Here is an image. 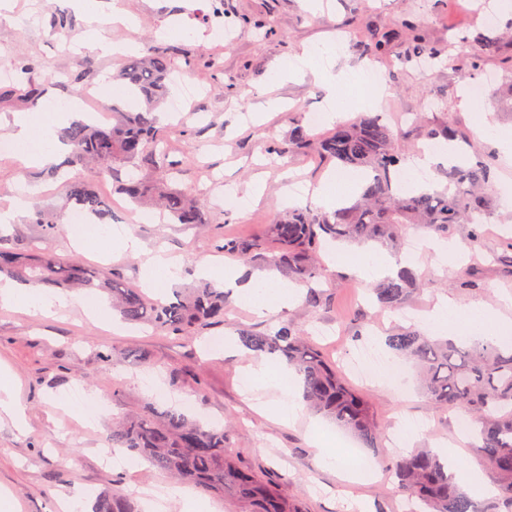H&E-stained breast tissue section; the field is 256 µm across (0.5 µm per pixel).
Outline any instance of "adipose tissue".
Returning a JSON list of instances; mask_svg holds the SVG:
<instances>
[{"label":"adipose tissue","mask_w":512,"mask_h":512,"mask_svg":"<svg viewBox=\"0 0 512 512\" xmlns=\"http://www.w3.org/2000/svg\"><path fill=\"white\" fill-rule=\"evenodd\" d=\"M74 107H66L57 112L52 123L38 124L37 113L27 111L14 115L10 138L20 146L18 160L28 166H38L61 161L66 148L59 141L56 129L78 119ZM330 259L338 265L348 268L349 272L365 281L379 280L396 272V260L388 254L378 251H348L329 248ZM302 293L299 288L282 283L273 277L253 279L243 287L241 301L248 305L258 316L291 307L300 302ZM0 301L21 304L43 315H55L57 309L67 307L74 302L73 296L60 294L33 293L24 289L22 284L12 280L0 281ZM430 329L444 331L454 329L456 335L475 338H492L512 330V324L496 315L491 309L458 307L451 299L442 298L422 318ZM246 376L254 389L272 388L280 393L274 408L275 418L282 424L295 423L301 412L296 401L293 373L288 368L269 371L266 364L249 365Z\"/></svg>","instance_id":"ef3b65f1"}]
</instances>
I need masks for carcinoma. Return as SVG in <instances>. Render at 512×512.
<instances>
[{"label":"carcinoma","mask_w":512,"mask_h":512,"mask_svg":"<svg viewBox=\"0 0 512 512\" xmlns=\"http://www.w3.org/2000/svg\"><path fill=\"white\" fill-rule=\"evenodd\" d=\"M495 29L457 38L448 48L472 44L475 63L481 64L494 49ZM179 50L152 40L138 57L115 71L135 99L137 111L111 106L112 125L73 122L60 132L69 152L64 163L48 167L52 178H63L78 167L112 179L115 190L138 207L156 205L178 224L209 223L198 192L179 187L162 177L146 180L141 173L162 174L183 164L170 157L164 134L156 126L155 111L164 103L168 75ZM313 149L342 168L370 173L362 192L351 203L331 212L300 208L267 225L261 235L224 239V252L246 263L257 262L285 270L309 285L323 276L319 252L328 242H349L359 247L374 243L396 244L411 228L438 235L457 224L470 226V237L480 241L491 199L484 189L491 180L490 164L479 160L472 167L451 166L448 185L428 187L418 193L397 192L404 171V153L398 148L391 125L378 113L363 112L355 120L338 122L333 130L312 136L296 123L288 138L269 146L268 155L284 157ZM68 199L96 224L112 220V209L94 180L66 181ZM0 277L44 288H80L108 295L112 308L129 324H151L169 336H185L195 329L224 322L229 299L224 289L199 281L163 303L147 299L139 290L126 288L108 274L79 259L63 260L52 251L35 254L0 249ZM422 282L410 268L375 282L372 300L381 309L396 310L420 291ZM242 347L265 355L295 370L304 399L314 413L371 447L378 429L368 399L350 389L319 349L291 323L273 332H238ZM388 346L411 361L420 390L434 411L458 409L472 420L468 438L484 466L497 480L499 494L482 501L472 498L454 482L451 464L430 448H415L389 460L404 495L429 506L430 512H512V350L503 351L489 340L466 343L430 336L420 330H401L387 338ZM227 431L191 416L183 409L161 410L145 405L112 425L110 447L143 459L166 471L176 483H191L205 491L234 496L259 505L256 512H299L282 497L275 483L241 467L227 451ZM94 512H138L134 501L121 494L97 497Z\"/></svg>","instance_id":"1"}]
</instances>
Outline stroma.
<instances>
[{
    "label": "stroma",
    "mask_w": 512,
    "mask_h": 512,
    "mask_svg": "<svg viewBox=\"0 0 512 512\" xmlns=\"http://www.w3.org/2000/svg\"><path fill=\"white\" fill-rule=\"evenodd\" d=\"M118 1L139 23L129 30L106 28L107 37L137 43L150 35L162 45L183 51L176 74L197 92L185 112L166 113L160 124L168 129V142L176 155L186 154L194 145L201 147L202 164L186 162L174 180L198 189L210 222L195 227L139 221L138 210L114 190L111 179L97 178V188L111 203L117 224L145 247L137 256L118 254L109 240L79 234L66 224V189L46 179L44 167L28 168L14 157L0 155V208L18 192L33 190L47 215L57 222L51 235L45 225L21 216L0 229L2 248L29 252L37 246L49 247L61 257H76L109 272L130 288L140 287L150 255L163 251L177 257L182 263L179 280L157 292L146 290L150 299L190 287L202 264L239 265L246 276H253L258 265H240L236 257L223 252L225 236L260 233L287 211L284 198L292 182L315 186L336 172L335 163L307 152L268 158L267 145L283 140L292 122L313 110L328 108L349 119L356 117L364 110L367 90L362 81L352 79L332 96L310 74L274 81V67L289 65L312 48L315 66L331 63L355 71L362 61L370 60L367 49L377 37L388 40L386 55L372 62L387 87L382 111L392 118L398 147L404 150L417 143L420 130L451 123L468 136L462 145L468 159L481 157L491 164L495 187L512 184V159H505L491 138L476 136L479 109H466L459 96L466 82L482 78L484 71L496 72L497 85L480 107L492 109L498 85L512 73V39L502 38L494 57L480 71L474 69L467 49L452 51L450 60L430 71L421 70L414 59L416 43L444 48L450 37L482 27L483 18L472 12L469 0H323L322 9L316 11L307 9L303 0ZM10 3V18L0 20V49L10 62L22 57L39 61L44 74H52L53 79L44 81V74L34 77L41 91L35 103L13 92L10 82L0 80V134L8 133L17 112L35 109L47 119L62 101L77 102L86 113L116 102V95L106 94L102 79L112 75L119 61L101 56L92 44H80L86 22L71 0ZM55 11L68 16L66 31L51 28ZM218 13L224 17L220 39L208 32L209 20ZM75 73L81 74L80 83H71ZM270 97L283 100L284 110L260 116L261 103ZM208 168L238 195H245L259 178L264 179L265 190L243 210L213 206L219 187L206 180ZM469 230V225L458 224L448 232V244L468 246L458 264H448L432 252L415 261L425 282L395 312L379 311L368 298L366 282L329 262L315 286L323 297L322 307L312 308L303 300L259 320L233 301L225 323L198 336L176 338L125 324L106 299L88 293L82 303L56 317L0 304V368L8 370L24 411L19 423L0 413V512H59L64 500L78 493L89 507L96 495L112 491L135 495L140 512H153L149 497L136 489H174L164 472L139 458L124 467L105 466L99 459L113 419L150 402L162 408L188 404L197 416L219 426L233 420L237 429L228 436L229 453L241 466L262 471L276 482L299 512H359L362 504L370 512H399L402 494L386 467L387 458L396 454L389 439L399 425L414 421L420 424L414 447L447 449L451 461L478 474L485 485H493V475L458 433L456 414L433 412L418 390L413 367L390 352L385 358L400 372L399 384L379 379L354 383L369 393L379 430L378 447L365 451L376 475L360 482L344 480L345 454H338L335 468L328 469L321 466L314 445L319 436L335 440L333 423L307 411L297 424H282L258 409L259 404L277 401L278 392H243L244 369L258 357L245 354L236 334L240 326L268 332L285 321L308 334L324 326L333 330V337L315 336L314 342L326 360L342 370L367 341L380 346L393 330L419 326L420 315L441 296L461 307L483 305L512 318V268L490 264L482 254L483 249L496 248L512 237V210L496 204L490 224L483 227V247L469 246ZM462 269L470 271L472 287H454ZM209 338L229 343V350H208ZM115 351L122 353L123 363L109 361ZM77 385L99 407L96 425L85 426L83 405L67 399ZM198 388L203 391L199 397L194 394Z\"/></svg>",
    "instance_id": "obj_1"
}]
</instances>
